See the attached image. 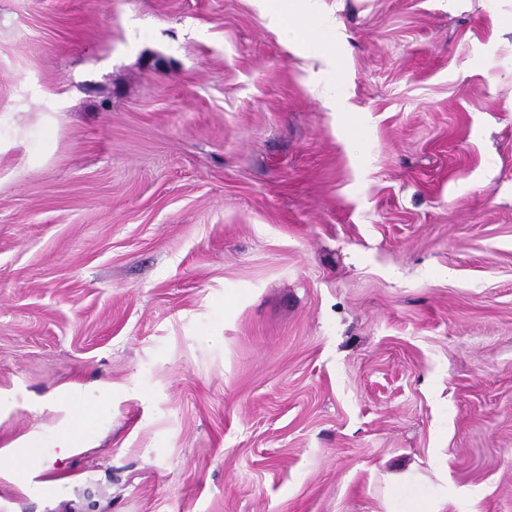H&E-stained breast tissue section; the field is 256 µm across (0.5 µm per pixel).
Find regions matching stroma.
Segmentation results:
<instances>
[{"label":"stroma","instance_id":"1","mask_svg":"<svg viewBox=\"0 0 512 512\" xmlns=\"http://www.w3.org/2000/svg\"><path fill=\"white\" fill-rule=\"evenodd\" d=\"M315 9L0 0V512H512V0Z\"/></svg>","mask_w":512,"mask_h":512}]
</instances>
